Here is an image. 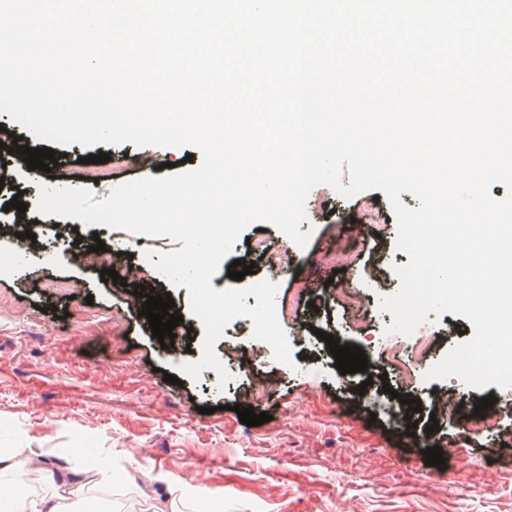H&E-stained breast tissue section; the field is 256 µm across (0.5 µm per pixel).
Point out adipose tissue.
<instances>
[{
  "label": "adipose tissue",
  "instance_id": "adipose-tissue-1",
  "mask_svg": "<svg viewBox=\"0 0 512 512\" xmlns=\"http://www.w3.org/2000/svg\"><path fill=\"white\" fill-rule=\"evenodd\" d=\"M88 477L77 470L61 471L51 495L28 493L20 450H0V512H103L84 495Z\"/></svg>",
  "mask_w": 512,
  "mask_h": 512
}]
</instances>
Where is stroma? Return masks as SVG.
<instances>
[{
	"instance_id": "obj_1",
	"label": "stroma",
	"mask_w": 512,
	"mask_h": 512,
	"mask_svg": "<svg viewBox=\"0 0 512 512\" xmlns=\"http://www.w3.org/2000/svg\"><path fill=\"white\" fill-rule=\"evenodd\" d=\"M102 150L125 155L127 162L92 186L99 200L142 172L158 178L202 160L179 148L129 142ZM369 205L377 208L378 223L338 232V225L362 219ZM306 213L300 229L313 233V257L326 244L346 249L354 269L304 295L300 322L284 324L292 365L278 362L271 346L254 338L250 318L233 320L215 344L230 375L226 381L206 369L179 386L165 382L178 363L139 317L132 291L102 281L99 269L56 261L72 239L92 235L114 253L132 256L144 281L171 294L176 313L192 327L181 361L195 362L205 329L191 311L190 293L146 259L180 249V242L82 222L74 229L33 224L38 248L24 241L0 247V448L27 452V474L40 494L51 493L53 485L35 464L56 453L68 467L103 475L86 495L111 512H124L128 498L137 500L140 512H168L162 474L195 500L223 504L224 512H512V387L471 389L474 397L494 393L499 410L493 429L467 430L462 422H449L443 407L457 397V377L425 379L451 349L473 337V324L449 312L424 323L427 349L412 367L413 384L399 381L414 339L389 332L393 317L380 310L379 299L399 290L393 268L409 256L396 248L398 227L385 193L374 189L345 199L320 185L310 192ZM292 245L272 224L255 223L235 240L228 258L254 260L248 283L275 279L281 300L294 294L299 279L272 276L257 263L256 250ZM52 280L70 285L62 318L45 307ZM343 288L360 294L357 308L337 305ZM319 330L369 356L375 380L365 393L340 375L315 336ZM387 387L420 400L419 419L436 417L442 448L459 449V457L424 467L406 456L390 415L378 404ZM236 404L269 414V422L241 424L232 410Z\"/></svg>"
}]
</instances>
